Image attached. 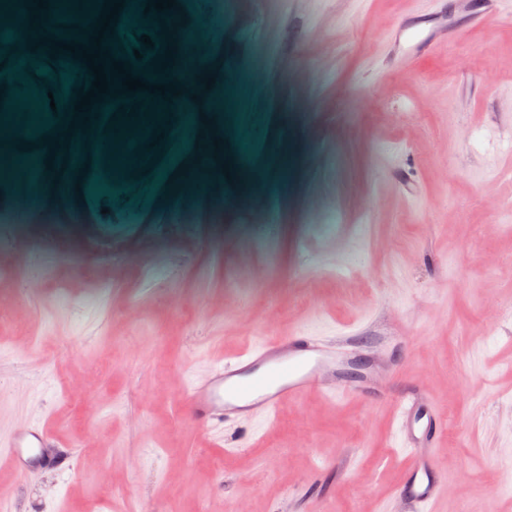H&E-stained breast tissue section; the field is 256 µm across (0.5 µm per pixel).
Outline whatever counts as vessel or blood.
Segmentation results:
<instances>
[{
  "instance_id": "b4317fda",
  "label": "vessel or blood",
  "mask_w": 512,
  "mask_h": 512,
  "mask_svg": "<svg viewBox=\"0 0 512 512\" xmlns=\"http://www.w3.org/2000/svg\"><path fill=\"white\" fill-rule=\"evenodd\" d=\"M325 351L316 337L294 331L265 340L232 360L217 364L205 385H191L187 416L197 426L230 417L243 419L263 412L274 415L288 400L301 397L313 387L337 395H361L363 389L350 381L325 373ZM402 435L414 456L406 465L397 489L407 512H425L442 494V484L427 449L444 431L438 409L428 406L422 392H414L399 404ZM49 427H25L0 442V460L20 470L36 462L38 451L50 447Z\"/></svg>"
}]
</instances>
